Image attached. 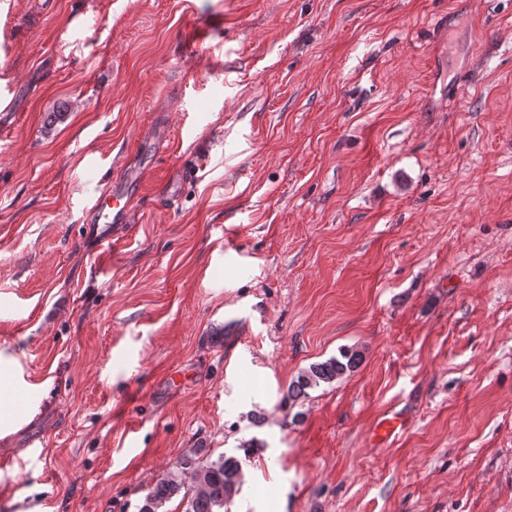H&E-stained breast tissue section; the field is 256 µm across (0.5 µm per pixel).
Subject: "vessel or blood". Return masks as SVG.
<instances>
[{
  "instance_id": "obj_1",
  "label": "vessel or blood",
  "mask_w": 512,
  "mask_h": 512,
  "mask_svg": "<svg viewBox=\"0 0 512 512\" xmlns=\"http://www.w3.org/2000/svg\"><path fill=\"white\" fill-rule=\"evenodd\" d=\"M143 173L131 165L114 171L106 188L85 208L88 224H108L113 231L125 230L134 221L132 202L140 191Z\"/></svg>"
}]
</instances>
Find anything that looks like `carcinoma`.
Returning a JSON list of instances; mask_svg holds the SVG:
<instances>
[{
    "instance_id": "cac0c4a2",
    "label": "carcinoma",
    "mask_w": 512,
    "mask_h": 512,
    "mask_svg": "<svg viewBox=\"0 0 512 512\" xmlns=\"http://www.w3.org/2000/svg\"><path fill=\"white\" fill-rule=\"evenodd\" d=\"M358 353L345 349L336 357L314 363L288 387L285 404H296L307 397V390L330 384L356 367ZM241 478V460L233 455H220L213 460L206 450L196 448L183 456L170 473L155 484L145 496L138 512H166L173 498H180L181 512H224L236 493Z\"/></svg>"
}]
</instances>
